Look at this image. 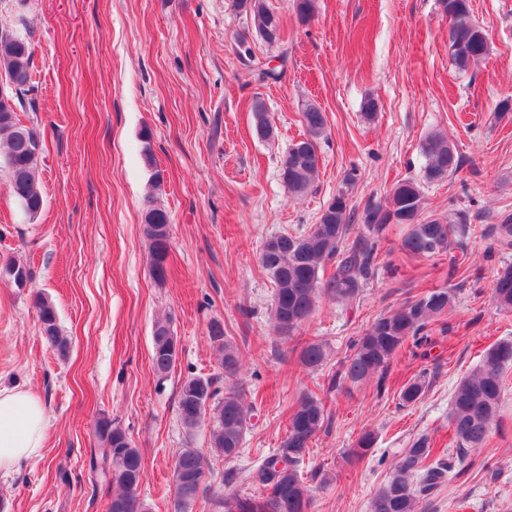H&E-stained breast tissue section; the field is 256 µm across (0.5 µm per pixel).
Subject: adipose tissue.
<instances>
[{"label": "adipose tissue", "mask_w": 512, "mask_h": 512, "mask_svg": "<svg viewBox=\"0 0 512 512\" xmlns=\"http://www.w3.org/2000/svg\"><path fill=\"white\" fill-rule=\"evenodd\" d=\"M47 425L38 396L18 385H0V471L42 459Z\"/></svg>", "instance_id": "adipose-tissue-1"}]
</instances>
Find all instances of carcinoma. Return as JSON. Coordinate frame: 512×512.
Here are the masks:
<instances>
[{
  "label": "carcinoma",
  "mask_w": 512,
  "mask_h": 512,
  "mask_svg": "<svg viewBox=\"0 0 512 512\" xmlns=\"http://www.w3.org/2000/svg\"><path fill=\"white\" fill-rule=\"evenodd\" d=\"M448 15V43L455 66L467 70L479 65L488 52L484 29L471 17L469 0H440ZM237 7L249 16L257 35L269 44L281 40V22L267 0H237ZM13 76L21 84L22 96L34 89L33 48L30 41L21 44L0 33V76ZM254 128L257 137L267 141L274 137V127L265 108L257 104ZM303 137L288 147L281 162V177L294 193L306 192L320 165L319 143L327 137V120L315 104L301 112ZM34 128L23 124L17 112L0 109V161H10L5 168L11 195L32 219L42 211L44 197L37 172L40 155L32 150ZM425 159L422 182L432 183L454 174L458 167L457 149L440 134L428 136L422 143ZM144 234L149 242L150 269L153 278L166 277L167 258L171 249V225L168 212L154 201L143 210ZM365 234L349 239L351 211L347 192L340 191L320 213L316 224L303 233L282 232L266 238L259 250V263L274 285L271 321L274 332L288 338L313 314L319 300L327 297L338 302L353 300L362 282L373 276L377 267L378 247L383 234L392 224H404L407 232L400 244L407 256L435 257L450 252L470 232L467 214L457 213L446 221L423 216L421 182L412 179L397 183L387 204L369 205L362 214ZM493 244L501 251L512 250V222L496 224ZM336 263L333 274L324 277L327 262ZM497 307L512 313V264L497 271L493 283ZM45 341L59 356L69 351V340L58 324L55 305L43 294L34 298ZM451 291L446 288L406 298L395 309L375 317L351 345L340 379L352 384L372 378L385 384L391 361L399 350L411 346L420 349L429 344L432 325L448 314ZM210 336L220 341L223 353L221 369L224 380L237 376L241 353L218 322L210 325ZM168 322L157 321L151 337V361L156 375L163 379L174 368L179 353ZM326 343L311 341L301 349L299 360L307 369H317L326 358ZM512 367V342L499 343L485 353L482 362L454 389L448 415L449 427L456 442L457 459L465 465L467 455L484 447L492 431L502 426L500 408L504 394V374ZM217 376H189L180 386L178 417L188 436H193L212 409L209 425V448L188 446L174 460V472L183 481L175 489L177 512H188L199 496L212 488L207 455L226 461L239 456L243 436L251 420L252 406L240 387L217 386ZM427 388L420 375L405 383L399 391L403 406L422 399ZM224 397H219V394ZM330 415L317 395L301 394L288 416L285 437L279 448L269 454L256 470L252 493L234 492L218 495L214 505L220 512H311L313 497L302 472L311 443L325 430ZM99 447L91 449L89 473L92 480L113 488L107 512H147L139 488L144 463L139 449L132 445L126 431L107 417L95 427ZM435 441L427 435L412 440L399 455L388 479L371 496L367 512H422L420 503L451 480L456 473L452 462L437 455Z\"/></svg>",
  "instance_id": "carcinoma-1"
}]
</instances>
